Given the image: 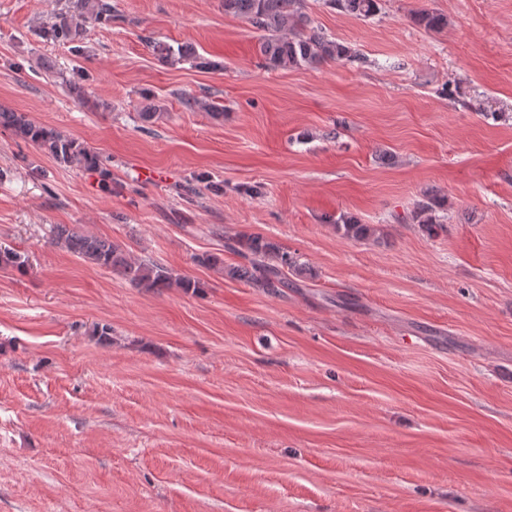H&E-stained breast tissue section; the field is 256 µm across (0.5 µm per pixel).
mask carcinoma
Instances as JSON below:
<instances>
[{
    "label": "carcinoma",
    "instance_id": "1",
    "mask_svg": "<svg viewBox=\"0 0 512 512\" xmlns=\"http://www.w3.org/2000/svg\"><path fill=\"white\" fill-rule=\"evenodd\" d=\"M344 12L356 17L368 18L379 10V0H330ZM80 9L85 19L108 25L112 23L113 6L110 0H81ZM224 14L247 21L261 32L258 52L272 67H297L314 65L326 60L361 62V57L344 43L332 40L322 31L311 26L304 12V0H224ZM40 36L69 46L72 54L84 53L83 28L77 21L62 16ZM0 127L13 135L37 146L56 162L68 167L98 170L103 160L95 151L62 135L53 128L36 124L23 112L0 109ZM444 200L436 194L426 196L414 211V219L430 233L444 225L436 222L435 212ZM348 236L366 239L375 233V228L347 218L337 225ZM52 241L55 245L72 253L82 261L101 268L115 270L139 288L162 290L179 288L188 293H197L203 288L200 281L187 276H178L167 267L154 261L135 262L127 258L117 244L96 236L85 234L75 228L58 224L53 227ZM235 251L251 255L248 266H226L214 255L198 259L202 265L221 270L224 276L244 281L255 288L275 294L288 287L287 272L302 269L296 256L280 250L260 235L237 240ZM25 265L22 255L11 249L0 248V268L20 269Z\"/></svg>",
    "mask_w": 512,
    "mask_h": 512
}]
</instances>
